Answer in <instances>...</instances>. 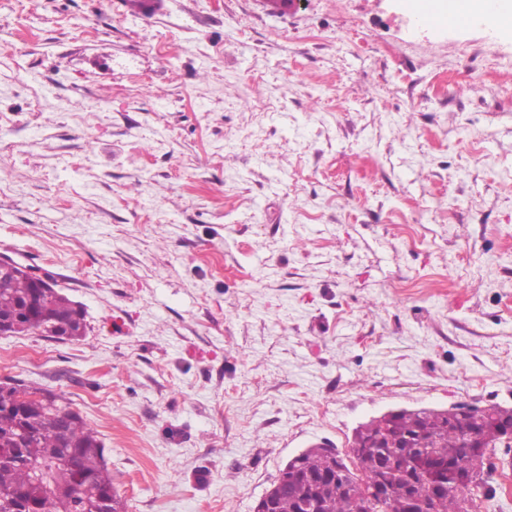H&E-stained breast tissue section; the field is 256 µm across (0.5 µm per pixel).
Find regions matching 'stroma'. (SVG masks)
Listing matches in <instances>:
<instances>
[{"mask_svg":"<svg viewBox=\"0 0 512 512\" xmlns=\"http://www.w3.org/2000/svg\"><path fill=\"white\" fill-rule=\"evenodd\" d=\"M0 0V254L79 341L0 335L127 512H253L392 409L512 408V35L402 0Z\"/></svg>","mask_w":512,"mask_h":512,"instance_id":"stroma-1","label":"stroma"}]
</instances>
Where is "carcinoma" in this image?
<instances>
[{
  "label": "carcinoma",
  "mask_w": 512,
  "mask_h": 512,
  "mask_svg": "<svg viewBox=\"0 0 512 512\" xmlns=\"http://www.w3.org/2000/svg\"><path fill=\"white\" fill-rule=\"evenodd\" d=\"M32 302L37 319L26 331L49 337L58 328L87 332L82 308L51 283L36 286L28 273L0 270V319ZM512 410L496 406L474 415L463 406L385 413L359 425L353 464L332 447L314 446L280 470L267 490L268 512H478L476 498L503 489L494 484V459L512 455ZM23 451L0 460V512H15L27 491L34 512H86L93 499L126 503L112 482L97 432L63 396L22 380L0 383V448ZM482 449L479 465L468 466Z\"/></svg>",
  "instance_id": "carcinoma-1"
}]
</instances>
